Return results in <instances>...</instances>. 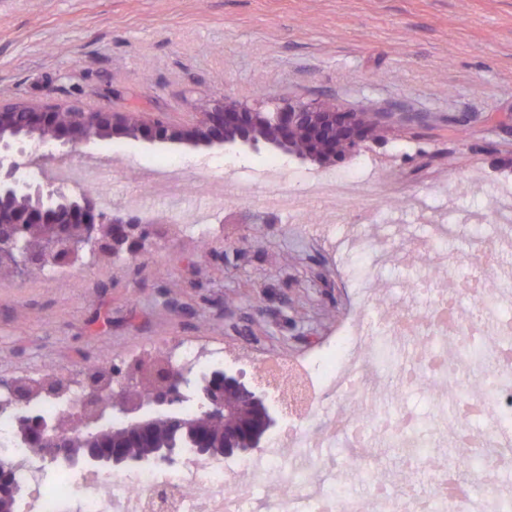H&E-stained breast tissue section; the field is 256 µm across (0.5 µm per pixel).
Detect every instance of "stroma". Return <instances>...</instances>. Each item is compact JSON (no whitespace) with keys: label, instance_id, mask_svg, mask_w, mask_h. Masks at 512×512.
<instances>
[{"label":"stroma","instance_id":"stroma-1","mask_svg":"<svg viewBox=\"0 0 512 512\" xmlns=\"http://www.w3.org/2000/svg\"><path fill=\"white\" fill-rule=\"evenodd\" d=\"M225 95L251 106L329 101L394 118L383 143L326 167L125 139L72 159L85 180L119 165L99 191L107 207L126 204L128 168L202 167L211 181H186L183 217L154 225L153 247L137 260L86 254L52 274L0 279V379L117 364L138 386L141 359L169 352L179 365L186 345L205 350L211 367L234 362L250 373L303 361L327 373L338 336L360 315L371 343L392 345V366L374 378L397 393L394 412L415 413L433 434L430 386L404 392L398 382L418 342L396 340L389 310L423 315L429 303L416 282L448 288L507 230L491 215L512 209V0H0L2 100L164 113ZM320 176L362 194V210L343 217L317 205L338 222L333 242L263 204L270 191L292 193ZM240 179L254 194L228 206ZM419 197L442 220L481 216L436 241L456 264H404L430 235L410 209ZM345 237L359 246L339 248ZM363 454L366 475L348 480V494L370 499L379 475L400 499L430 492L432 470L402 448L373 444Z\"/></svg>","mask_w":512,"mask_h":512}]
</instances>
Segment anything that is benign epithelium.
I'll return each mask as SVG.
<instances>
[{
	"mask_svg": "<svg viewBox=\"0 0 512 512\" xmlns=\"http://www.w3.org/2000/svg\"><path fill=\"white\" fill-rule=\"evenodd\" d=\"M374 112H349L333 102H280L270 109L249 107L229 96L212 100L179 118L80 103L0 101V276H23L78 259L87 251L112 261L132 260L146 250L147 228L158 216L107 209L89 188L30 176L60 156L102 141L185 144L219 148L237 155L262 150L305 164L326 166L358 154L381 140ZM146 379L150 396L124 382L110 368L102 382L70 393L71 383L54 376L20 378L0 396V412L16 418L17 437L49 464L95 477L128 474L150 467L178 470L190 461L222 463L257 452L281 416L269 386L246 380L241 370L216 367L198 374L190 363L178 367L165 355L152 362ZM69 396L83 414L67 407L53 417L25 411L44 397ZM197 402V412L183 410ZM140 416L122 426L114 415ZM23 463L0 464V512H17L24 495L15 473ZM179 498L166 486L149 498L148 512H173Z\"/></svg>",
	"mask_w": 512,
	"mask_h": 512,
	"instance_id": "1",
	"label": "benign epithelium"
}]
</instances>
